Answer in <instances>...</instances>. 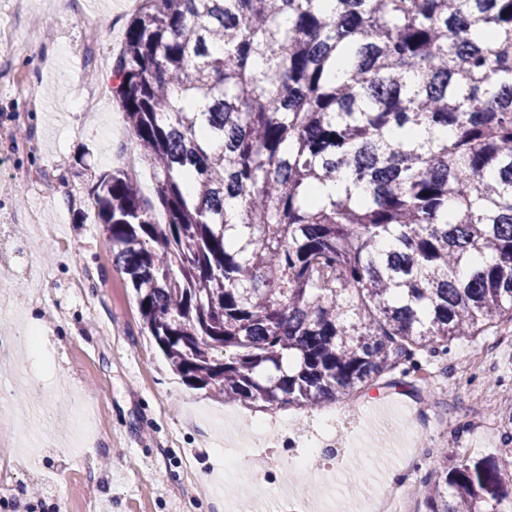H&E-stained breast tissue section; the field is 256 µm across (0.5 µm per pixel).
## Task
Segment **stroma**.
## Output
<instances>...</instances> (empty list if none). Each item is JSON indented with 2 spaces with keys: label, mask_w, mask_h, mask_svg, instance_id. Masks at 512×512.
I'll return each instance as SVG.
<instances>
[{
  "label": "stroma",
  "mask_w": 512,
  "mask_h": 512,
  "mask_svg": "<svg viewBox=\"0 0 512 512\" xmlns=\"http://www.w3.org/2000/svg\"><path fill=\"white\" fill-rule=\"evenodd\" d=\"M69 26L58 30L54 0L43 7L52 37L28 36L26 13L15 0H0V27L27 35L24 47L0 48V118L22 117L32 148L0 156V238L15 258L0 268V282L13 310L0 319V333L14 337L10 356L0 358V403L12 421L0 428V453L21 460V504L36 507L30 488L46 491L63 512H85L93 491L98 512H263L266 495L227 478L228 467L258 458L285 492L314 512H356L368 491L390 485L392 469L407 466L404 491L417 496L435 466L413 463L405 430L416 420L414 387L370 392L358 403L353 430L359 459L346 469L340 459L312 465L307 473L288 463L321 429L324 409L281 408L260 412L187 388L170 371L144 331L135 295L112 264L102 225L88 198L94 175L124 168L135 142L112 99V53L121 45L139 0H74ZM101 89L86 111L74 100L76 86ZM41 175L49 194L34 198L20 173ZM55 225L57 239L44 237ZM82 281L83 297L70 291ZM475 347L453 341L446 359L452 387L449 411L460 419L473 407L501 411L491 380L512 359V343L497 344L487 370L457 372ZM264 421V438L254 435ZM470 442L481 457L502 452L497 432L461 428L440 434L449 449Z\"/></svg>",
  "instance_id": "35a3bbf8"
}]
</instances>
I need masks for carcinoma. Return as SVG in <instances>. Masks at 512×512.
I'll use <instances>...</instances> for the list:
<instances>
[{"instance_id":"obj_1","label":"carcinoma","mask_w":512,"mask_h":512,"mask_svg":"<svg viewBox=\"0 0 512 512\" xmlns=\"http://www.w3.org/2000/svg\"><path fill=\"white\" fill-rule=\"evenodd\" d=\"M140 2L112 71L155 200L88 195L183 384L313 409L512 325V0ZM437 459L421 512H498L512 454Z\"/></svg>"}]
</instances>
